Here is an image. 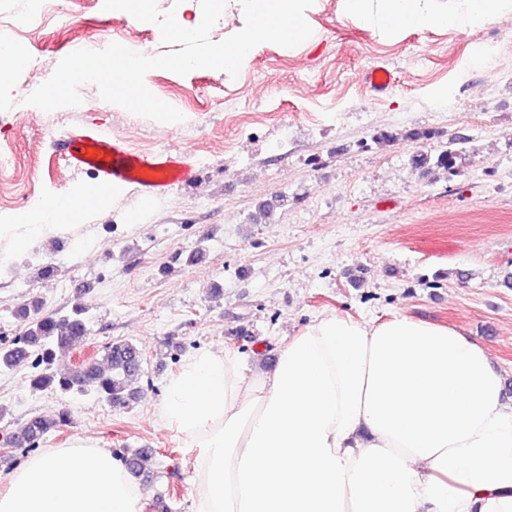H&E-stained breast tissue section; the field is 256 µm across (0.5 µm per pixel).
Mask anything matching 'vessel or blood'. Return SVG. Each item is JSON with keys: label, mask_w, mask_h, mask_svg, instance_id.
Masks as SVG:
<instances>
[{"label": "vessel or blood", "mask_w": 512, "mask_h": 512, "mask_svg": "<svg viewBox=\"0 0 512 512\" xmlns=\"http://www.w3.org/2000/svg\"><path fill=\"white\" fill-rule=\"evenodd\" d=\"M65 158L75 172L92 173L99 188L116 184L138 185L153 199L174 188H186L199 177L196 163L182 152L162 150L140 154L98 130L72 133L65 143Z\"/></svg>", "instance_id": "b4317fda"}]
</instances>
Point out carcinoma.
<instances>
[{
  "label": "carcinoma",
  "mask_w": 512,
  "mask_h": 512,
  "mask_svg": "<svg viewBox=\"0 0 512 512\" xmlns=\"http://www.w3.org/2000/svg\"><path fill=\"white\" fill-rule=\"evenodd\" d=\"M463 139L449 142V147L435 156L419 154L412 158L417 168L433 166L452 172L455 146ZM14 315L23 322L22 330L8 344L0 347V371H17L31 362L32 371L26 375L29 387L36 391L59 390L75 396L93 394L113 407H126L136 400L138 391L131 381L143 367V354L133 343L123 340L102 347L106 365L96 357L79 360L69 371L58 373L53 369L56 353L87 338L86 307L75 303L70 314L56 317L43 313L42 303L31 299L22 303ZM67 422V413L35 415L16 432H8L0 446L32 451L39 447L47 433ZM127 474L136 481L151 482L159 478L157 455L150 448H124L115 453Z\"/></svg>",
  "instance_id": "obj_1"
}]
</instances>
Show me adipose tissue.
<instances>
[{
  "label": "adipose tissue",
  "mask_w": 512,
  "mask_h": 512,
  "mask_svg": "<svg viewBox=\"0 0 512 512\" xmlns=\"http://www.w3.org/2000/svg\"><path fill=\"white\" fill-rule=\"evenodd\" d=\"M505 0H342L393 30L466 28ZM55 199L0 218L17 251L73 218ZM199 463L196 512H512V398L481 343L395 316L317 318L267 371L205 350L160 406ZM0 512H143L110 449L80 439L28 458Z\"/></svg>",
  "instance_id": "adipose-tissue-1"
}]
</instances>
